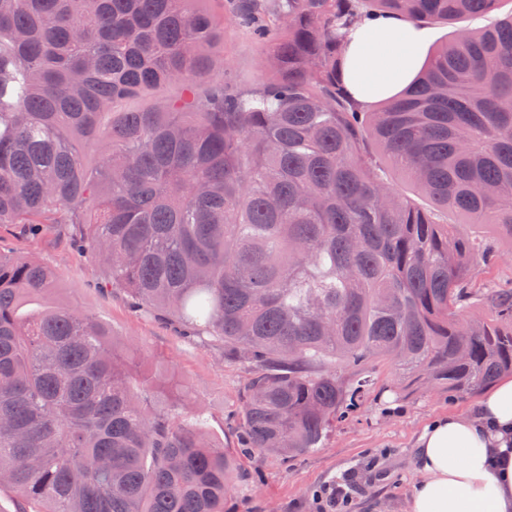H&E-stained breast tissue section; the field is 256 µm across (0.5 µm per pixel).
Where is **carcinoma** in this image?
I'll return each mask as SVG.
<instances>
[{"label":"carcinoma","instance_id":"carcinoma-1","mask_svg":"<svg viewBox=\"0 0 512 512\" xmlns=\"http://www.w3.org/2000/svg\"><path fill=\"white\" fill-rule=\"evenodd\" d=\"M197 2L0 0V224L68 225L134 308L247 364L260 454L321 447L373 360L450 393L512 373V289L471 291L485 230L512 245V11L377 110L341 75L363 18L503 0H234L266 54L239 86ZM55 286L0 253V486L39 512H224L232 462L191 399L160 405L167 379L95 315L40 305Z\"/></svg>","mask_w":512,"mask_h":512}]
</instances>
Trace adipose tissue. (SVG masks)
<instances>
[{
    "mask_svg": "<svg viewBox=\"0 0 512 512\" xmlns=\"http://www.w3.org/2000/svg\"><path fill=\"white\" fill-rule=\"evenodd\" d=\"M431 33L382 16L353 27L342 54L344 82L363 106L405 90L428 59ZM421 479L407 512H512V379L467 414L438 417L417 439Z\"/></svg>",
    "mask_w": 512,
    "mask_h": 512,
    "instance_id": "1",
    "label": "adipose tissue"
}]
</instances>
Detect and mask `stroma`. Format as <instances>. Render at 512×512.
Returning <instances> with one entry per match:
<instances>
[{"label": "stroma", "instance_id": "stroma-1", "mask_svg": "<svg viewBox=\"0 0 512 512\" xmlns=\"http://www.w3.org/2000/svg\"><path fill=\"white\" fill-rule=\"evenodd\" d=\"M262 62L259 44L227 25L225 80H254ZM0 252L54 269L65 301L100 316L124 345L134 349L135 364L167 372V399L185 394L196 402L206 433L238 463L235 489L224 500V512H315V490L350 473L359 487L352 512H407V500L420 479L418 433L436 417L470 411L481 399L477 393L451 395L444 389L403 383L393 364L373 363L371 392L329 432L322 447L288 459L259 456L243 448L240 436L242 390L249 376L245 364L225 356L223 349L182 338L178 328L162 319L135 312L122 291L105 289L102 267L65 239L62 225H47L39 236L2 225Z\"/></svg>", "mask_w": 512, "mask_h": 512}]
</instances>
